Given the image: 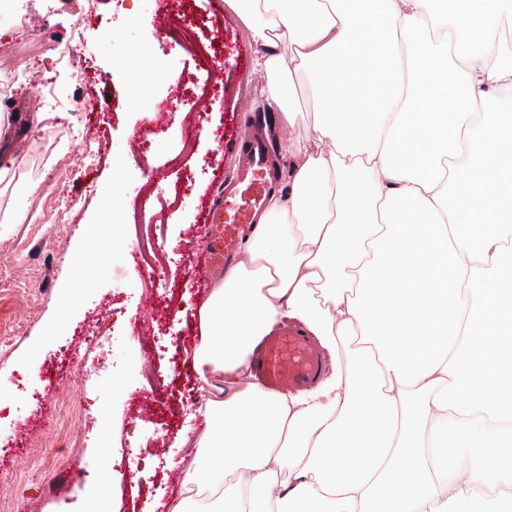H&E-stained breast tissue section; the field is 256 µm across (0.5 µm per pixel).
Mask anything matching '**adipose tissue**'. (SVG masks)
Instances as JSON below:
<instances>
[{
	"mask_svg": "<svg viewBox=\"0 0 512 512\" xmlns=\"http://www.w3.org/2000/svg\"><path fill=\"white\" fill-rule=\"evenodd\" d=\"M286 79L317 89L288 172L287 231L256 225L200 309L208 431L169 461L191 512H491L512 493V0H225ZM294 46L290 60L275 42ZM301 323L331 358L299 393L261 386L255 347Z\"/></svg>",
	"mask_w": 512,
	"mask_h": 512,
	"instance_id": "obj_1",
	"label": "adipose tissue"
}]
</instances>
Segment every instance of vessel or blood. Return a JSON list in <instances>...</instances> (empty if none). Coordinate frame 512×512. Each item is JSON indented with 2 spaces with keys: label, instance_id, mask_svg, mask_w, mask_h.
I'll list each match as a JSON object with an SVG mask.
<instances>
[{
  "label": "vessel or blood",
  "instance_id": "vessel-or-blood-1",
  "mask_svg": "<svg viewBox=\"0 0 512 512\" xmlns=\"http://www.w3.org/2000/svg\"><path fill=\"white\" fill-rule=\"evenodd\" d=\"M235 141L240 146V169L234 180L225 181L224 201L210 208L207 221L243 229L256 224L265 206L271 169L262 140L242 131ZM255 369L269 386L287 383L302 387L318 378L323 362L304 332L289 329L270 340L257 358Z\"/></svg>",
  "mask_w": 512,
  "mask_h": 512
}]
</instances>
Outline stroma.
Instances as JSON below:
<instances>
[{"mask_svg": "<svg viewBox=\"0 0 512 512\" xmlns=\"http://www.w3.org/2000/svg\"><path fill=\"white\" fill-rule=\"evenodd\" d=\"M186 10L206 57L161 40L155 0L0 7V512H81L92 488L112 512H166L180 493L167 461L180 437L204 433L211 387L192 355L207 292L191 268L224 232L204 227L222 198L213 167L232 174L230 134L258 122L274 195L288 192L293 156L261 93L260 44L224 0ZM190 73L211 89L207 112L175 103L164 130L133 143L141 110ZM91 122L104 135L87 143ZM148 234L160 244L150 276L129 267ZM94 331L107 356L90 376Z\"/></svg>", "mask_w": 512, "mask_h": 512, "instance_id": "35a3bbf8", "label": "stroma"}]
</instances>
